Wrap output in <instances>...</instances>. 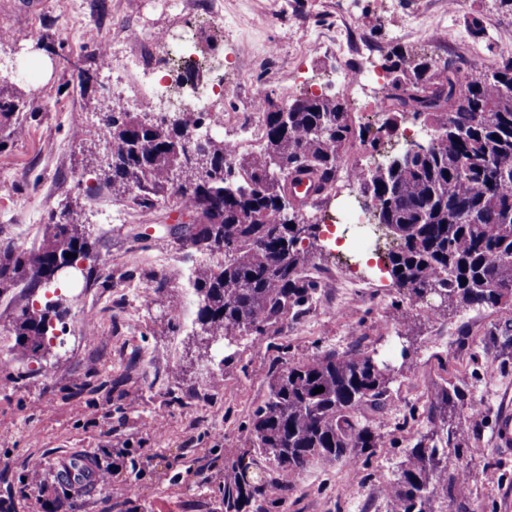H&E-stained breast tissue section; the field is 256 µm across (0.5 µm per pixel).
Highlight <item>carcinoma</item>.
<instances>
[{
  "label": "carcinoma",
  "instance_id": "obj_1",
  "mask_svg": "<svg viewBox=\"0 0 512 512\" xmlns=\"http://www.w3.org/2000/svg\"><path fill=\"white\" fill-rule=\"evenodd\" d=\"M384 70L382 103L393 116L381 137H364L368 129L353 124L347 102L323 93L289 102L286 121L266 94L261 143L250 151L208 134L211 119L204 112L159 113L147 122L148 112L115 104L103 113L100 125L117 150L100 168L99 181L147 209L169 190L196 219L189 245L209 259L196 278L203 333L229 341L264 336L288 318L311 313L318 284L306 270L314 252L302 242L315 246L320 224L306 223L303 211L317 207L336 185L357 143L384 158L374 167L354 164L349 185L370 214L390 275L413 297H438V315L455 302L480 308L512 301V57L488 70L459 65L450 72L425 53L395 51ZM39 111L0 87V147L22 137ZM408 119L430 132L426 151L394 148L398 124ZM190 145L200 147L207 162L181 166ZM303 177L313 197L285 205L293 180ZM369 200L378 205L367 206ZM70 214L65 209L51 218L52 243L42 249L21 250L12 239H0V295L20 285L45 287L55 267L90 257L85 227ZM304 223L308 234L299 237L294 226ZM62 312L58 301L21 309L15 332L30 357L44 350ZM392 372L357 344L342 353L298 357L272 372L250 430L254 452L288 483L268 481L256 459L236 453L227 465L237 477L236 495L251 486V495L259 496L256 512H265L266 499L287 501L313 468L367 461L380 444L370 415L384 411ZM320 386L324 391L313 393ZM457 397L455 388H436L429 418L446 423ZM437 436L434 431L417 442L388 483L396 512H429L439 491L465 495L468 474L460 454L438 447Z\"/></svg>",
  "mask_w": 512,
  "mask_h": 512
}]
</instances>
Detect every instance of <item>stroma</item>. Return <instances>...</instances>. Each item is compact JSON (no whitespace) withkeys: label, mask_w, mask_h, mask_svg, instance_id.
I'll return each instance as SVG.
<instances>
[{"label":"stroma","mask_w":512,"mask_h":512,"mask_svg":"<svg viewBox=\"0 0 512 512\" xmlns=\"http://www.w3.org/2000/svg\"><path fill=\"white\" fill-rule=\"evenodd\" d=\"M224 29L204 78L223 82L213 102L228 122L221 137L236 136L235 117L247 109L233 74L243 69L253 84L280 103L311 85L348 94L354 122L383 123L384 112L366 108L386 92L382 64L393 48L430 43V56L485 68L503 57L512 40V11L499 0H220ZM355 22L370 59L317 48V35L336 27L339 13ZM420 23L403 32L406 18ZM147 23L178 38L185 18L165 0H0V85L18 83L43 110L24 136L0 150V234L23 249L47 244L52 214L71 206L85 224L95 255L84 275L59 279L66 313L39 358L23 357L15 318L42 293L17 287L0 295V512H51L72 487L61 481V459L90 451L108 478L82 496L83 512H224L225 449L252 451L250 418L265 398L267 377L297 357L352 345L377 353L395 371L386 414L373 425L380 446L369 460L341 463L303 476L287 505L270 501L267 512H393L386 485L410 448L432 430L431 392L456 387L459 398L449 425L469 417L462 464L470 476L464 502L436 495L431 512H512V448L498 447L495 425L512 414V305L465 308L449 305L433 317L375 272L377 257L359 238L321 233L334 261L325 265L309 316L285 322L282 331L234 341L202 333L193 289L204 255L170 234L181 216L173 194L145 209L133 197L100 187L95 159L101 141L78 144L71 129L98 123L109 96L130 95L146 81L81 84L80 70H96L97 46L128 40ZM72 67H64L63 59ZM366 69L369 78L351 92L342 73ZM163 293H156L159 278ZM349 278L366 288H346ZM146 299L128 306L127 289ZM409 316L395 323L394 315ZM137 395L129 405V395ZM45 471L43 491L25 489L27 469Z\"/></svg>","instance_id":"35a3bbf8"}]
</instances>
